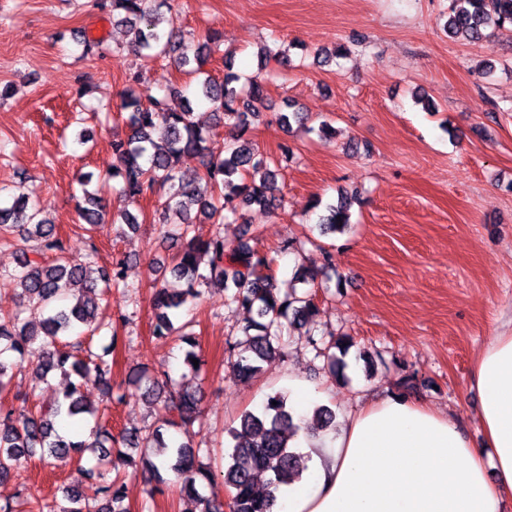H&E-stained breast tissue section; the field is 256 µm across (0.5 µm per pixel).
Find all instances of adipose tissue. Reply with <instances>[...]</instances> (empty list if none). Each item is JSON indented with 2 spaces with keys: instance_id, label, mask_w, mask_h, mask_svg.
Segmentation results:
<instances>
[{
  "instance_id": "1",
  "label": "adipose tissue",
  "mask_w": 512,
  "mask_h": 512,
  "mask_svg": "<svg viewBox=\"0 0 512 512\" xmlns=\"http://www.w3.org/2000/svg\"><path fill=\"white\" fill-rule=\"evenodd\" d=\"M483 447L448 416L387 396L342 416L336 439L292 445L300 481L274 491L272 512H502L512 498V331L478 355Z\"/></svg>"
}]
</instances>
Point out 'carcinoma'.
I'll return each mask as SVG.
<instances>
[{
	"label": "carcinoma",
	"instance_id": "carcinoma-1",
	"mask_svg": "<svg viewBox=\"0 0 512 512\" xmlns=\"http://www.w3.org/2000/svg\"><path fill=\"white\" fill-rule=\"evenodd\" d=\"M168 0H103L102 7L112 14L116 25L129 28L131 49L150 58L171 59L184 75L195 81L197 98L211 104L216 123L231 129L230 142L216 145L213 132L193 121V109L171 107L167 95L155 96L142 88L141 78L133 74L121 95L120 110L128 113L126 137L113 142V151L121 160L110 177L100 178L89 188L92 175L79 178L83 205L80 220L93 228L105 223L108 207L105 189L109 179L120 183L117 190L114 224L135 227L137 218L123 202H134L149 194L163 192L160 223L178 226L176 239L183 242L173 258L170 276L153 283L155 324L153 335H177L186 345L184 364L193 373L199 371L193 360L201 359L198 342L185 332L183 317L190 313L205 289L220 287L226 298L250 313L242 333L246 344L237 354L233 369L242 380L254 377L261 364L280 350L279 336L288 325L309 323L316 313L312 293L292 290L280 296L267 257L246 243L228 244L221 234L204 240L194 234L197 223L224 224L238 220L241 214L259 206L274 210L283 197L277 171L271 159L259 153L247 133L258 123L264 100L262 82L253 80L249 89L238 86L240 76L233 71L231 56H224V80L216 81L205 69L211 55L220 50V36L210 34L202 42L188 41L172 29L161 27V8ZM512 26V0H449L446 27L452 38L470 44L489 41L495 32ZM81 55L106 54L111 47L87 37L77 41ZM195 163L197 177L188 180L183 167ZM351 202L341 195L326 206L327 215L319 220L322 233L341 232L351 224ZM13 235L23 242L24 259L8 274L19 301L28 303L34 318H22L24 310L0 317V394L9 390L15 373L21 369L25 354L38 345L42 352L37 375L42 380L55 371L66 377L76 376L53 403L34 408L29 398L21 399V409L0 401V482L15 476L22 458L39 455L45 464L50 459H71L82 469L84 453L94 454L98 464H110L115 478L97 477L84 484L74 482L64 491L66 504L38 501L36 512H128L123 507L120 467L128 464L122 452L112 454V432L98 425L89 438L72 440L59 434L57 424L79 415L99 418L100 408H88L82 389L95 375L105 405L112 404V355L114 342L92 350L79 340L74 350L67 349L62 337L78 330L88 340L107 330L117 335L112 324L101 320L98 288H126L125 262L114 259L97 268V277H87V261L96 257L91 251L81 259L65 252L59 229L31 203L18 186H0V238ZM84 282L82 294H72L73 285ZM136 385L140 395L161 405V425L145 438L147 447L156 449L162 461L143 460L144 472L156 483L154 490L166 483L170 473L181 494L193 501L199 512H224V504L201 494L215 473L202 461L200 450L176 438L164 437L170 428H187L201 416V397L197 391H171L169 376L163 372L139 375ZM335 412L328 406L314 409L312 419L294 418L288 397L281 391L267 393L256 410L244 411L239 427L230 432L231 452L224 464V483L229 488L231 512H266L259 484L289 485L301 479L305 470L303 455L288 447V442L304 433L310 438L330 431Z\"/></svg>",
	"mask_w": 512,
	"mask_h": 512
}]
</instances>
